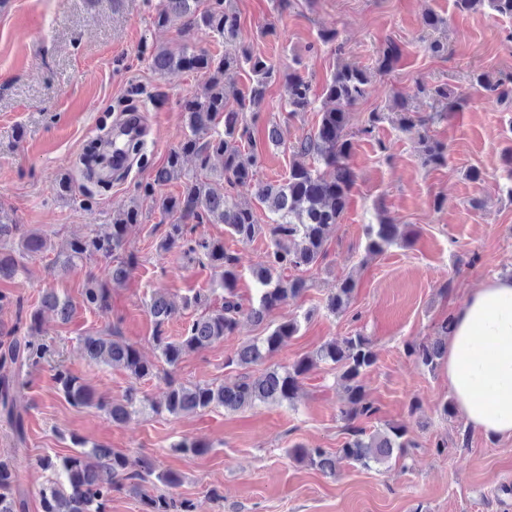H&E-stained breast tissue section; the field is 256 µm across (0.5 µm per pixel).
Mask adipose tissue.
Segmentation results:
<instances>
[{
  "label": "adipose tissue",
  "instance_id": "ef3b65f1",
  "mask_svg": "<svg viewBox=\"0 0 512 512\" xmlns=\"http://www.w3.org/2000/svg\"><path fill=\"white\" fill-rule=\"evenodd\" d=\"M448 388L468 424L512 437V278L470 292L452 315L444 360Z\"/></svg>",
  "mask_w": 512,
  "mask_h": 512
}]
</instances>
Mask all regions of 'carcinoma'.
Segmentation results:
<instances>
[{
	"instance_id": "obj_1",
	"label": "carcinoma",
	"mask_w": 512,
	"mask_h": 512,
	"mask_svg": "<svg viewBox=\"0 0 512 512\" xmlns=\"http://www.w3.org/2000/svg\"><path fill=\"white\" fill-rule=\"evenodd\" d=\"M461 12H476L485 7L512 19V0H454ZM180 22L179 30L202 28L224 40V54L211 55L206 51L184 46L178 52L153 49L148 58L152 69L160 75L195 71L205 77L201 93L182 103L187 134L173 148L166 162L156 169L152 181L143 187V197L155 201L158 208L172 219L169 231L161 243L165 250L183 248L185 254L204 267L218 273V287L206 293L197 292L185 298L184 305L196 314L186 324L180 338L165 334V325L173 313L166 294L154 291L147 302L153 318L152 342L163 363L175 369L183 354L201 350L234 334L240 318L247 317L255 324L267 321L270 314L282 305L296 302L311 288L302 272L309 270L326 256L330 231L339 223L350 200L354 173L348 159L354 150V136L348 132V109L369 94L373 77L394 69L401 58V48L393 40L379 49L374 66L357 68L339 65L322 89L316 93L312 82L293 69L286 74L289 114L307 111L321 95L334 107L321 113L316 130L292 145L293 160L288 177L277 184L261 183L257 179L258 158L245 150L243 142L250 141L247 120L257 122L259 113L253 108L263 100L267 87L276 76L275 67L262 57L238 43L240 18L227 7V0H161L154 23L168 27ZM248 69L251 84L247 89L227 88L224 77L231 71ZM471 86L485 97L503 103L512 97V74L502 73L495 78L485 72H475ZM428 97L437 101L450 97L448 87L420 86L412 95H396L397 121L400 129L416 132L424 161L433 167L448 164L447 145L428 134L426 125L442 113L423 117L414 110L412 100ZM194 155L199 159L200 173L189 177L179 195H156L157 188L177 178L183 159ZM224 158L219 175L209 169V159ZM334 170L327 179L321 168ZM222 179L234 188L254 196L269 211V222H258L253 205L224 196L212 186ZM139 210L134 206L113 219L112 231L104 235L72 238L56 252L52 269L64 275L79 263L100 259L110 266L106 279L91 277L82 288V304L103 314L112 308V288L128 279L135 261L122 255L130 228L138 223ZM223 224L239 242L246 244L261 232L270 240V251L264 264L253 271L255 292L249 297L237 288L238 257L224 249L221 240L206 237L191 238L198 224ZM366 251L373 256L386 253L402 243L394 224H368L365 227ZM18 239L20 254L40 255L53 250L48 239L24 230L0 206V245ZM23 271V265L10 254L0 251V279H11ZM358 288L357 280L349 275L336 282L328 297L326 308L331 313L343 310ZM74 308L68 296L53 288L42 291L40 306L25 315H17L12 328L0 339V417L12 427L17 441L26 442L24 418L17 411V392L27 385L21 378L23 370L38 369L52 354L51 345L32 339L40 332L42 313L54 312L67 322ZM303 316H292L267 332L243 342L224 361L227 367L240 370L235 378L219 385L185 384L170 381L164 403L156 406L148 398L138 396L132 388L121 401L98 398L94 390L80 377L61 366L56 367L55 380L63 397L74 406H94L104 411L114 423L125 422L131 414L150 407L156 413L172 415L194 414L211 407L237 411L257 402L293 405L303 381L319 364H331L339 371L343 396L337 417L344 423L346 437L336 451L326 448H305L295 445L288 456L328 477L344 464L365 469L374 464L399 461L408 449L416 447L414 439L401 425L385 423L369 428L377 407L366 399L362 378L375 365L376 353L369 337L360 332L333 338L312 353L282 366L269 360L295 336ZM451 317L438 324L441 337L426 339L408 346V356L433 371L447 354ZM89 359L112 367L125 369L138 381L157 374L156 365L145 361L138 349L126 341L118 326L107 333H88L80 337ZM264 366L254 374L250 368ZM73 452L65 456H45L39 465L51 477L39 490L41 512H106L112 493L130 488L140 498L142 512H196L193 500L174 495L171 489L180 478L168 471H157L155 462L144 459L139 469L131 470L127 456L104 445L86 447V442L72 436ZM176 448L187 457L207 453L208 445L197 439L184 438ZM156 478L162 487L147 489ZM0 512H25L14 470L0 461Z\"/></svg>"
}]
</instances>
